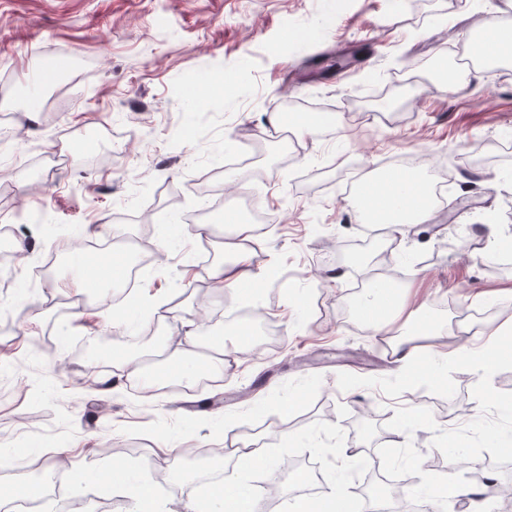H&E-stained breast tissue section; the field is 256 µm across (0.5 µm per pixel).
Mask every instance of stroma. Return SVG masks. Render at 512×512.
Here are the masks:
<instances>
[{
    "mask_svg": "<svg viewBox=\"0 0 512 512\" xmlns=\"http://www.w3.org/2000/svg\"><path fill=\"white\" fill-rule=\"evenodd\" d=\"M489 16L512 17V0H423L415 13L396 0H0V91L38 97L37 110L6 121L14 137L0 143V226L37 212L46 224L21 234L0 287V456L23 448L51 461L59 493L44 512L70 499L94 510L117 465L129 486L111 489L109 512H133L135 483L167 512H185L206 493L196 469L234 473L236 448L279 468L275 512L302 498L300 469L321 491L359 499L362 460L382 445L412 442L424 471L447 473L433 431L388 423L399 408L425 407L439 429L464 426L479 415V375L454 372L450 398L340 390L339 373L400 370L399 327L360 318V266L347 256L374 247L369 270L389 255L408 310L442 328L421 351L470 348L512 323V261L486 262L487 215L512 236V158L501 156L512 149V73L458 54ZM441 60L457 86L404 84L387 104L366 100L370 86ZM291 97L334 106L338 124L292 131L284 146L267 117ZM411 154L429 157L419 178L449 179L433 221L370 233L351 178L382 176L383 162ZM238 155L256 179H241ZM251 194L273 225L238 247L269 255L288 279L244 299L252 325L275 329L258 341L242 340L236 322L203 329L226 294L209 284L198 264L204 235L185 221L206 217L214 262L231 260L225 219ZM118 214L127 242L141 243L151 225L154 261L139 278V309L116 315L106 291L81 290L65 247L99 237ZM210 332L224 336L215 386L147 396L96 360L120 346L143 367L175 343L204 365Z\"/></svg>",
    "mask_w": 512,
    "mask_h": 512,
    "instance_id": "stroma-1",
    "label": "stroma"
}]
</instances>
